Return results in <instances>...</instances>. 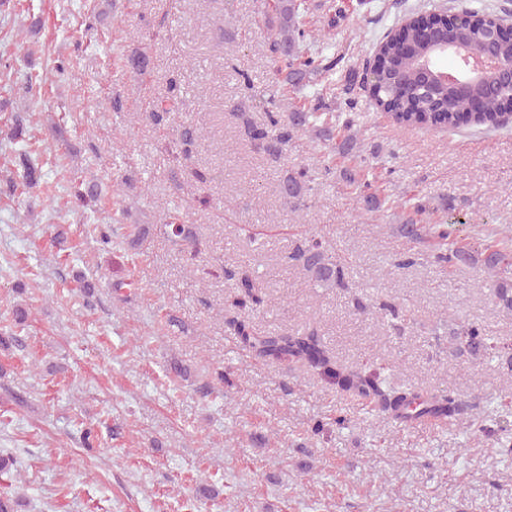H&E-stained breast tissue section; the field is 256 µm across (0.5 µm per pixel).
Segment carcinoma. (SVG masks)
Instances as JSON below:
<instances>
[{
  "mask_svg": "<svg viewBox=\"0 0 512 512\" xmlns=\"http://www.w3.org/2000/svg\"><path fill=\"white\" fill-rule=\"evenodd\" d=\"M308 11L306 0H260L259 13L268 18L273 31L269 42V52L274 61V69L268 84V92L260 102L266 109V123L257 125L246 117L242 105H232L243 121L244 131L249 142L265 152L278 163L288 159V148L302 133L315 136L325 149L320 161L312 166L293 165L273 187L293 213L308 208L312 184L318 179L327 180L337 173L334 168L336 130L348 132V137L340 145L350 151L357 146L354 120L350 118L352 103L347 101V118L340 119L325 111L323 98L316 95L315 104L292 113L283 122L276 112V95L279 87L291 85L300 87L311 76L326 74L333 76L336 61L331 54L333 46L325 41L319 29L307 26L305 17ZM469 16L468 25L461 30L448 32V36L467 47L469 59L481 58L487 48L483 36L495 21L482 0H472L462 9ZM402 40L383 39L379 43L382 79L366 91L381 111L395 123L405 127L448 128L469 126L480 130L508 131L512 129V119L504 115L503 103L512 99V81L505 74H488L472 90L468 97L457 92L450 82H440L432 87L422 84L414 70L416 58L432 57L431 42L413 23L401 28ZM411 46L413 55L404 53L401 44ZM123 66L132 73L144 76L150 72L151 59L144 47H137L128 54H121ZM482 100L483 108L472 111L471 97ZM182 110L178 96V85L169 80L167 95L157 99L145 114L134 113L130 122L136 123L146 118L155 126L169 123L171 114ZM205 137L203 129L191 124L182 126L177 146L179 153L187 156ZM370 168L362 163L352 170L340 172V178L350 184L355 191L356 203L370 212H381L394 206L403 205L416 213L427 211L418 201L407 199L403 202L390 198H380L373 192V182L369 179ZM71 204L86 209L93 206L100 197L98 182L90 179L71 187ZM453 220H444L424 227L406 223L399 229L400 236L407 239L409 247L394 255V264L408 267L425 258L446 269L462 261L481 264L493 270L498 278L491 285L495 303L504 311L512 312V237L505 234L489 241L479 251H465L457 247ZM171 235L189 249L191 256L201 252L199 239L188 224H171ZM288 261L301 265L315 285L321 288L346 290L353 287L346 266L328 252L322 238L309 234L298 240ZM226 279L234 282L235 291L224 300V308L233 311L227 324L234 331L243 347L256 355L275 363L301 364L314 371L319 377L333 382L341 390L369 397L378 409L399 424L422 423L429 420L451 422L468 431L496 436L503 427L495 429L487 425L490 414L480 409L481 402H469L453 391H420L406 387L369 372L363 368L345 367L339 364L324 345L318 330L311 324L292 333L276 336L256 334L250 316L269 303V297L258 286L256 279L247 270H224ZM353 309L358 315H376L390 321L395 335L407 329V319L402 305L392 299L374 302L365 295L353 298ZM14 323L0 329V350L7 351L21 342V332L25 330L27 311L22 307L13 309ZM451 346L449 354L468 360L501 358L508 374H512V349L498 345L486 328L475 321L460 324L449 331ZM492 418V417H490ZM497 421V418H492Z\"/></svg>",
  "mask_w": 512,
  "mask_h": 512,
  "instance_id": "cac0c4a2",
  "label": "carcinoma"
}]
</instances>
